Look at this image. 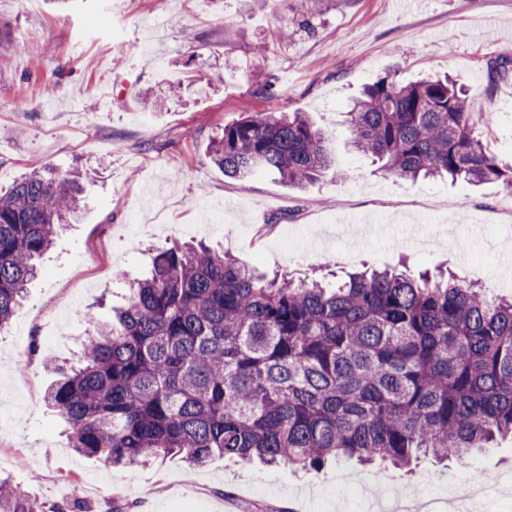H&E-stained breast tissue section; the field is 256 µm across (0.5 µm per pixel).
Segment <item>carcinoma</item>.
I'll return each mask as SVG.
<instances>
[{"instance_id":"obj_1","label":"carcinoma","mask_w":512,"mask_h":512,"mask_svg":"<svg viewBox=\"0 0 512 512\" xmlns=\"http://www.w3.org/2000/svg\"><path fill=\"white\" fill-rule=\"evenodd\" d=\"M493 82L512 61L488 64ZM448 77L366 86L346 112L356 149L391 177L495 182L512 167L474 137ZM303 112L224 125L211 162L238 181L304 188L332 163ZM77 172L34 168L0 193V328L14 317L57 226L80 211ZM72 448L132 468L160 453L319 472L331 459L407 468L512 435V300L441 271L382 270L334 285L267 277L204 246L174 245L48 390ZM0 512H46L0 478Z\"/></svg>"}]
</instances>
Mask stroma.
<instances>
[{
	"label": "stroma",
	"mask_w": 512,
	"mask_h": 512,
	"mask_svg": "<svg viewBox=\"0 0 512 512\" xmlns=\"http://www.w3.org/2000/svg\"><path fill=\"white\" fill-rule=\"evenodd\" d=\"M512 0H0V188L34 167L75 169L84 206L40 259L0 331V476L51 512H351L349 485L419 488L445 500L473 467L512 476V438L412 471L347 460L320 474L180 456L135 469L77 454L45 402L58 367L146 276L155 248L205 243L259 272L443 266L512 294V195L495 183L403 181L353 147L345 114L386 75H449L479 114L476 134L512 166ZM272 84L273 95L262 92ZM305 112L335 167L305 189L225 177L211 140L245 112Z\"/></svg>",
	"instance_id": "obj_1"
}]
</instances>
